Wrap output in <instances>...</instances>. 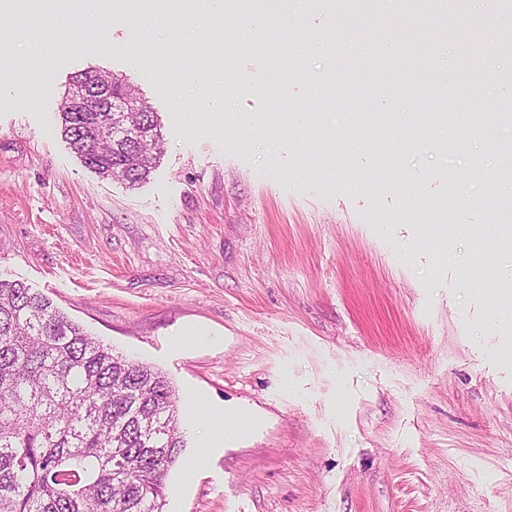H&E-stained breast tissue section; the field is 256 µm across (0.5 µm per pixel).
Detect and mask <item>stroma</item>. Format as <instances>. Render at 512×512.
<instances>
[{
    "label": "stroma",
    "mask_w": 512,
    "mask_h": 512,
    "mask_svg": "<svg viewBox=\"0 0 512 512\" xmlns=\"http://www.w3.org/2000/svg\"><path fill=\"white\" fill-rule=\"evenodd\" d=\"M296 9L290 36L228 14L153 46L148 15L77 17L26 80L22 40L0 41L19 75L0 97V277L199 398L166 512H512V292L486 234L512 209V124L496 85L470 86L482 70L512 83L505 0ZM450 15L476 39L449 48L448 83H418ZM90 67L158 116L164 151L139 186L62 136L69 79ZM188 67L205 82L173 83ZM218 94L256 123L213 122ZM214 413L251 430L202 458Z\"/></svg>",
    "instance_id": "stroma-1"
}]
</instances>
